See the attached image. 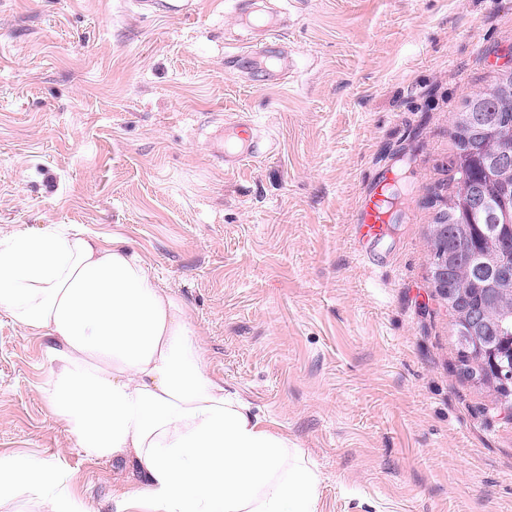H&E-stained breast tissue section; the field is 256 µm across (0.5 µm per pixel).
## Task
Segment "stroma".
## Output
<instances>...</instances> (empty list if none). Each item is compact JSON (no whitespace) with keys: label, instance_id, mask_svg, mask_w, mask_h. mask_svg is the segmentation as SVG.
<instances>
[{"label":"stroma","instance_id":"35a3bbf8","mask_svg":"<svg viewBox=\"0 0 512 512\" xmlns=\"http://www.w3.org/2000/svg\"><path fill=\"white\" fill-rule=\"evenodd\" d=\"M0 0V237L123 238L180 300L210 373L323 475L320 512H512V422L458 372L430 281L448 117L512 60V0ZM274 156L225 168L219 126ZM396 176L356 253L369 182ZM43 339L0 313V455L62 464L87 512L139 478L87 456L40 391ZM142 3L151 5L153 14L167 17H184L191 13V2L188 0H145Z\"/></svg>","mask_w":512,"mask_h":512}]
</instances>
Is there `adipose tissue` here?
Segmentation results:
<instances>
[{
    "instance_id": "1",
    "label": "adipose tissue",
    "mask_w": 512,
    "mask_h": 512,
    "mask_svg": "<svg viewBox=\"0 0 512 512\" xmlns=\"http://www.w3.org/2000/svg\"><path fill=\"white\" fill-rule=\"evenodd\" d=\"M0 312L45 338L41 392L76 447L138 466L115 512H319L320 474L212 377L186 310L125 240L49 224L0 241ZM0 484L82 512L53 463L0 456Z\"/></svg>"
}]
</instances>
